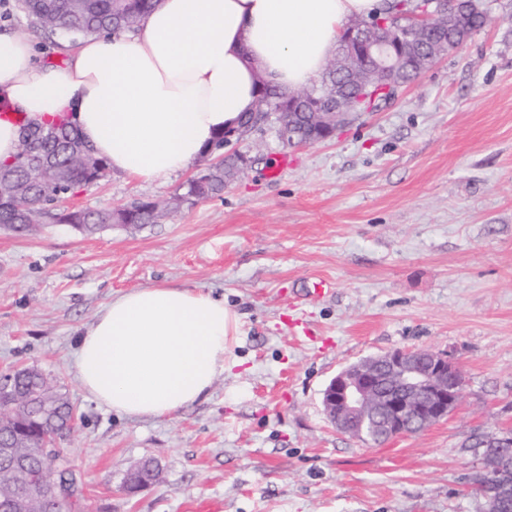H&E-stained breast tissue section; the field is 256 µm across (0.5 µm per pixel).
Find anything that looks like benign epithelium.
Masks as SVG:
<instances>
[{"label":"benign epithelium","instance_id":"7a95c632","mask_svg":"<svg viewBox=\"0 0 512 512\" xmlns=\"http://www.w3.org/2000/svg\"><path fill=\"white\" fill-rule=\"evenodd\" d=\"M443 14V9L425 10L409 16L410 24L403 28L394 42H371L357 33L352 26L349 40L352 41L351 57L355 60L375 58L376 68L366 72L357 85L366 89L374 81L383 86V105L390 104L398 96L406 81L398 77L403 53L397 47L412 40L417 32L430 26ZM354 112L353 103L344 101L341 90L327 97L324 108H312L310 112H290L288 117L264 118L266 125L278 129L280 139L288 141L291 129L302 121L308 127L306 136L291 140V145L300 147L324 141L334 135L336 129L350 122ZM224 150V145L212 146L196 164L195 174L186 184L188 192L180 198L190 204L202 200L198 190L209 177L213 156ZM71 154L81 166L90 170L96 164L95 156L80 141L70 146ZM20 165L41 179L57 176L58 169L52 159L24 153ZM72 209L54 211L27 210L24 221L42 224L64 223L78 227L81 221L70 218ZM463 391V375L459 365L445 353L424 350H395L373 357L369 361L350 365L340 371L322 392L324 413L334 427L360 440L374 432L381 439H394L407 434L412 425L427 428L444 419L459 404ZM482 447L489 448L501 460V464L512 468V431L503 429L482 440ZM24 480L25 495L29 499L54 496L59 503H66L78 482L72 470L57 478L30 472L23 465L17 466Z\"/></svg>","mask_w":512,"mask_h":512}]
</instances>
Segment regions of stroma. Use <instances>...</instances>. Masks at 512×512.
I'll list each match as a JSON object with an SVG mask.
<instances>
[{
    "label": "stroma",
    "instance_id": "1",
    "mask_svg": "<svg viewBox=\"0 0 512 512\" xmlns=\"http://www.w3.org/2000/svg\"><path fill=\"white\" fill-rule=\"evenodd\" d=\"M388 108L328 141L286 148L273 128L221 196L173 207L191 176L112 171L73 205L169 204L157 223L85 236L66 224L0 231V373L33 367L77 410L62 441L85 512H482L478 441L512 428V0ZM67 57L0 0V33ZM330 283L323 296L317 280ZM188 286L238 317L209 397L170 419L108 411L74 368L80 333L112 297ZM458 362V406L381 445L344 435L321 394L343 368L393 350ZM158 463L135 493L127 471Z\"/></svg>",
    "mask_w": 512,
    "mask_h": 512
}]
</instances>
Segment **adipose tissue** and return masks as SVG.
<instances>
[{"instance_id": "adipose-tissue-1", "label": "adipose tissue", "mask_w": 512, "mask_h": 512, "mask_svg": "<svg viewBox=\"0 0 512 512\" xmlns=\"http://www.w3.org/2000/svg\"><path fill=\"white\" fill-rule=\"evenodd\" d=\"M382 0H160L137 34H95L65 67L37 64L30 43L0 34V102L44 120L71 114L112 171L159 181L186 168L257 104L261 81L294 92L325 69L349 20ZM236 316L194 288H133L77 340L74 364L100 406L172 418L224 372Z\"/></svg>"}]
</instances>
